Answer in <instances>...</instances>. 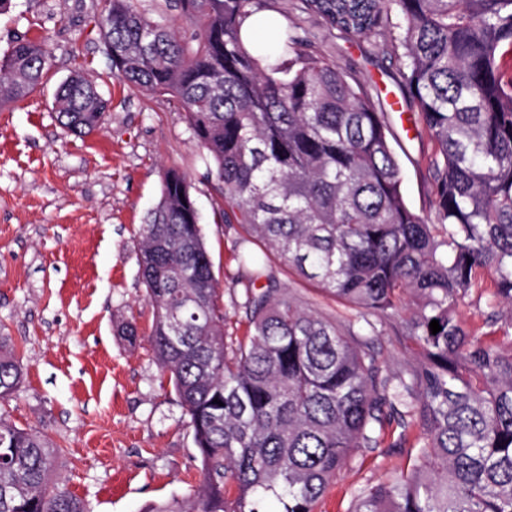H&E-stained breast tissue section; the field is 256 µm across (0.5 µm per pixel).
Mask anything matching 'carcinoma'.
I'll return each instance as SVG.
<instances>
[{
	"label": "carcinoma",
	"mask_w": 512,
	"mask_h": 512,
	"mask_svg": "<svg viewBox=\"0 0 512 512\" xmlns=\"http://www.w3.org/2000/svg\"><path fill=\"white\" fill-rule=\"evenodd\" d=\"M182 27L139 0H106L98 19L115 77L170 97L221 186L219 221L243 230L238 306L252 330L224 334V306L187 177L163 173L138 232L150 343L189 416L203 479L151 512H315L361 448L417 430L411 464L367 486L352 512H512V0H302L348 35L383 34L392 14L409 95L435 145L437 224L413 211L387 113L333 60L305 49L257 0H177ZM46 40L0 57V105L41 85ZM58 119L84 136L106 101L79 73L55 95ZM356 311L345 328L292 302L274 260ZM508 305L494 336L456 308L481 273ZM413 297L403 330L413 360L391 372L377 326ZM438 320L442 330L431 334ZM0 336V401L23 380ZM220 400L221 404L214 403ZM58 449L0 418V512H90L54 479Z\"/></svg>",
	"instance_id": "cac0c4a2"
}]
</instances>
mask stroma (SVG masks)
Returning <instances> with one entry per match:
<instances>
[{"label":"stroma","instance_id":"1","mask_svg":"<svg viewBox=\"0 0 512 512\" xmlns=\"http://www.w3.org/2000/svg\"><path fill=\"white\" fill-rule=\"evenodd\" d=\"M104 0H12L0 14V54L21 38L48 36L51 65L23 100L0 107V335L20 352L25 377L0 401V416L58 447L60 485L91 512H146L184 499L201 473L189 418L147 340L153 309L139 278L135 237L160 197L161 176L191 180L224 305V332L244 335L235 305L241 228L219 224L220 192L206 177L183 112L167 98L110 80L102 128L79 138L56 119L54 94L77 67L109 73L98 19ZM282 29L308 32L390 119L403 193L433 215L428 162L433 144L397 61L400 31L355 38L316 23L302 0H262ZM299 303L348 325L355 313L276 269ZM135 321L136 344L122 323ZM409 448H363L334 480L316 512H351L360 488L407 468Z\"/></svg>","mask_w":512,"mask_h":512}]
</instances>
